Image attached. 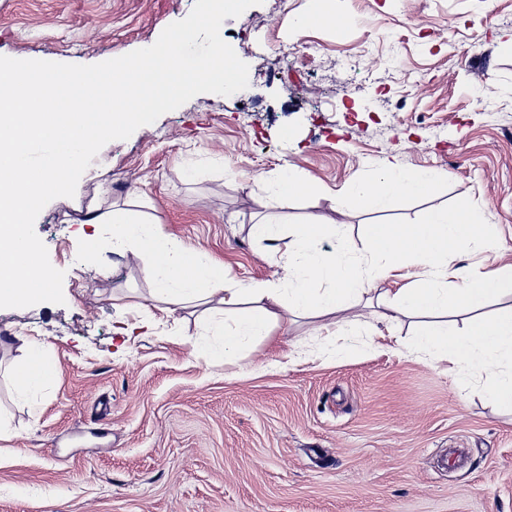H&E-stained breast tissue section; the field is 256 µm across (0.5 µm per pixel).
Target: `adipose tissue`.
Wrapping results in <instances>:
<instances>
[{
  "label": "adipose tissue",
  "mask_w": 512,
  "mask_h": 512,
  "mask_svg": "<svg viewBox=\"0 0 512 512\" xmlns=\"http://www.w3.org/2000/svg\"><path fill=\"white\" fill-rule=\"evenodd\" d=\"M437 176L429 170L406 172L384 162L375 181L356 184L348 196L362 206L382 205L396 197L433 193ZM93 223L115 224L113 251L141 261L152 283L153 300L174 307L215 304L224 320L216 336H201L193 347L210 359L229 360L272 336L284 312L318 318L315 329L332 357L349 350L336 333L343 314L358 301L383 308L384 320L411 318L409 351L448 362L471 377L487 379L485 393L495 406L512 409V307L483 314L493 298L512 290V272L489 276L453 268L470 244L497 250L501 242L492 225L482 223L468 199L453 210H434L420 224H366L365 246L351 253L345 231L338 224L310 222L284 228L278 215H265L251 231L268 241L288 239L276 261L280 275L242 287L224 284V266L206 253L185 247L162 234L139 212L115 209L93 216ZM335 240L333 250L321 240ZM407 264L425 269L420 285L386 288L391 270ZM456 286H449V278ZM469 312L458 322L453 312ZM57 375L40 341H28L26 356L12 373L15 388L33 394Z\"/></svg>",
  "instance_id": "ef3b65f1"
}]
</instances>
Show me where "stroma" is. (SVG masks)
<instances>
[{
	"label": "stroma",
	"mask_w": 512,
	"mask_h": 512,
	"mask_svg": "<svg viewBox=\"0 0 512 512\" xmlns=\"http://www.w3.org/2000/svg\"><path fill=\"white\" fill-rule=\"evenodd\" d=\"M194 0H0V56L95 64L153 45ZM311 0H263L224 29L249 66L246 89L200 94L107 143L76 194L35 221L64 304L0 309V512H512V410L447 365L393 350L409 319L357 304L345 330L383 346L282 365L313 345L289 321L245 364L198 357L201 309L163 311L141 263L112 251L88 211L144 201L159 231L223 262L230 286L272 279L281 242L263 214L344 225L418 224L470 198L512 264V0H333L343 32L297 27ZM356 55L351 69L342 58ZM432 170L433 194L382 208L347 200L382 161ZM293 170L313 187L280 202ZM58 368L34 397L11 373L22 341ZM272 189L276 196L288 198L301 192L309 191L291 172H281L272 181Z\"/></svg>",
	"instance_id": "stroma-1"
}]
</instances>
